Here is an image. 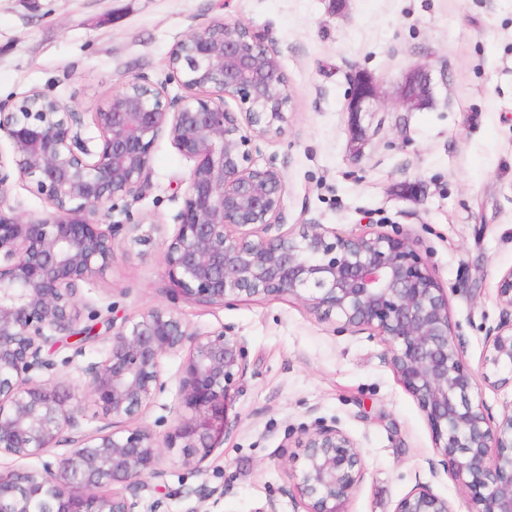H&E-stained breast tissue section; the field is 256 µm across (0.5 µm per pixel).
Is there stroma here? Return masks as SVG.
<instances>
[{
	"label": "stroma",
	"mask_w": 512,
	"mask_h": 512,
	"mask_svg": "<svg viewBox=\"0 0 512 512\" xmlns=\"http://www.w3.org/2000/svg\"><path fill=\"white\" fill-rule=\"evenodd\" d=\"M215 21L249 26L288 77L283 134L250 146L256 165L284 175V231L321 224L340 236L407 237L447 289L475 382L500 413L512 390L485 380L482 363L485 330L499 319L496 286L512 269V0H0V104L41 89L88 115L134 78L162 86L166 99L184 96L169 53ZM415 67L429 68L432 100L408 112L400 84ZM361 72L380 98L358 148L345 106ZM192 166L168 136L155 141L151 187L132 206L149 240L117 236L111 268L81 290L100 322L163 306L202 332L233 326L247 342L234 430L205 472L169 465V512H188L185 493L200 486L218 491L200 512H264L272 496L280 512H304L282 490L295 438L321 419L337 421L364 457L348 512H393L419 483L468 512L457 482L432 471L431 431L383 337L341 330L288 296L204 307L171 292L164 253ZM0 204L32 219L51 211L28 181L8 184ZM104 346L100 337L82 354L63 345L51 355L88 432L99 422L83 370Z\"/></svg>",
	"instance_id": "35a3bbf8"
}]
</instances>
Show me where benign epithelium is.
<instances>
[{
	"label": "benign epithelium",
	"mask_w": 512,
	"mask_h": 512,
	"mask_svg": "<svg viewBox=\"0 0 512 512\" xmlns=\"http://www.w3.org/2000/svg\"><path fill=\"white\" fill-rule=\"evenodd\" d=\"M168 68L187 95L163 101V89L135 78L92 113L97 140L82 134L83 115L33 90L0 105V196L14 179L30 180L50 204L44 219L0 208V456L41 459L40 469L0 470V512H137L144 492L165 486V463L196 472L232 433L229 410L249 369L243 337L221 325L192 329L172 309L112 319L100 360L83 370L103 425L83 430L81 411L54 375L46 348L56 336H89L79 290L112 267L115 236L135 222L99 228L116 198L139 199L151 186V149L163 134L193 162L178 229L165 264L173 292L204 306L242 297L288 295L322 320L387 342L398 381L426 415L440 465L458 482L470 512H512V403L499 415L474 394V374L451 322L448 293L400 235L332 234L322 224L265 235L279 224L284 176L252 160V138L281 135L291 97L276 51L241 24H210L178 41ZM212 89L218 97L201 94ZM239 101L241 113L224 108ZM429 72L401 82L408 110L430 102ZM373 78L353 82L345 111L354 121L374 111ZM499 321L485 336L483 366L500 388L512 386V269L497 283ZM182 356L161 437L129 429L168 389L162 360ZM293 490L305 512H347L365 466L355 440L321 424L297 440ZM394 512H454L448 498L417 484Z\"/></svg>",
	"instance_id": "7a95c632"
}]
</instances>
